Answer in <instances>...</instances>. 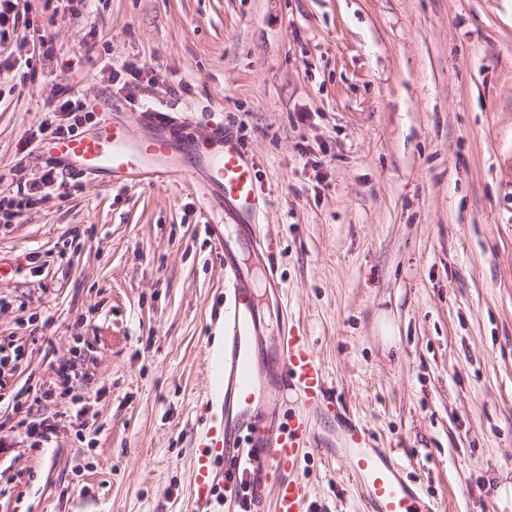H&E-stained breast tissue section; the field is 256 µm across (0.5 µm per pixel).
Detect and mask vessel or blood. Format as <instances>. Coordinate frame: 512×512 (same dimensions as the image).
<instances>
[{"label": "vessel or blood", "instance_id": "vessel-or-blood-1", "mask_svg": "<svg viewBox=\"0 0 512 512\" xmlns=\"http://www.w3.org/2000/svg\"><path fill=\"white\" fill-rule=\"evenodd\" d=\"M146 120L143 130L106 120L93 132L53 141L45 150L114 184L199 182L204 196H218L244 222L243 243L266 270L270 298L279 300L278 243L257 236L248 222L270 199L239 141L217 126L202 148L182 137L180 124L169 114L154 112ZM188 152L196 157L195 167L182 164ZM208 230L230 276L231 295L224 306L222 348L212 357L211 396L219 415L192 459L193 494L198 501H211L214 465L220 460L225 475L255 500H263L266 487H273V512H301L305 490L293 473L315 416L333 404L325 368L304 330L291 327L267 336L258 291L251 287L237 252L225 243L223 225L212 224ZM290 400L298 410L282 416L281 408ZM336 454L356 476L369 512H438L437 504L404 478L391 455L372 447L355 426L346 427L344 446Z\"/></svg>", "mask_w": 512, "mask_h": 512}]
</instances>
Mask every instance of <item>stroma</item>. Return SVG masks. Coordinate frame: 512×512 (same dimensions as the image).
Masks as SVG:
<instances>
[{
	"label": "stroma",
	"mask_w": 512,
	"mask_h": 512,
	"mask_svg": "<svg viewBox=\"0 0 512 512\" xmlns=\"http://www.w3.org/2000/svg\"><path fill=\"white\" fill-rule=\"evenodd\" d=\"M31 6L30 59L0 78V197L55 184L0 223V512H198L191 458L217 413L229 283L206 227L235 245L238 221L192 184L48 167L31 136L61 85L89 132L224 125L270 191L254 222L337 405L303 450V512H367L334 454L349 425L444 512H512V0ZM129 62L141 77L110 82ZM55 183L53 170H47L39 180L27 181L17 185V193L25 196L27 204L36 205L44 201Z\"/></svg>",
	"instance_id": "stroma-1"
}]
</instances>
